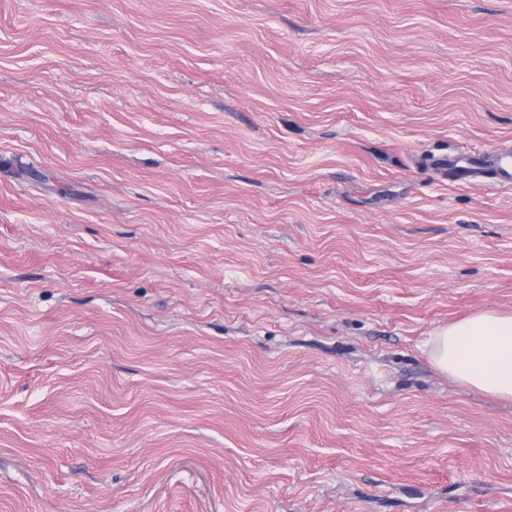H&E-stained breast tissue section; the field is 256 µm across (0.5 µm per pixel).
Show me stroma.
Instances as JSON below:
<instances>
[{
	"instance_id": "stroma-1",
	"label": "stroma",
	"mask_w": 512,
	"mask_h": 512,
	"mask_svg": "<svg viewBox=\"0 0 512 512\" xmlns=\"http://www.w3.org/2000/svg\"><path fill=\"white\" fill-rule=\"evenodd\" d=\"M512 0H0V512H512ZM493 179L499 187L512 185V153H501L491 165ZM430 357L467 387L512 400V314L478 311L438 330Z\"/></svg>"
}]
</instances>
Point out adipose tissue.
Here are the masks:
<instances>
[{
    "mask_svg": "<svg viewBox=\"0 0 512 512\" xmlns=\"http://www.w3.org/2000/svg\"><path fill=\"white\" fill-rule=\"evenodd\" d=\"M434 364L467 387L512 400V314L486 309L438 330Z\"/></svg>",
    "mask_w": 512,
    "mask_h": 512,
    "instance_id": "ef3b65f1",
    "label": "adipose tissue"
}]
</instances>
